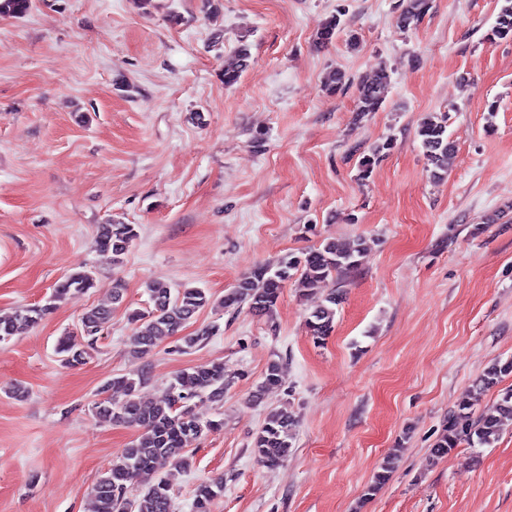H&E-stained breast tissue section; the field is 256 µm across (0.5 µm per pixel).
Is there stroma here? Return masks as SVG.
<instances>
[{
    "label": "stroma",
    "instance_id": "stroma-1",
    "mask_svg": "<svg viewBox=\"0 0 512 512\" xmlns=\"http://www.w3.org/2000/svg\"><path fill=\"white\" fill-rule=\"evenodd\" d=\"M397 2L223 0L215 14L208 0H32L25 16L0 17V316L45 304L69 273L94 278L0 343V512H91L99 475L137 434L96 415L101 387L142 373L138 395L154 402L177 371L217 361L224 403L199 414L223 424L175 475L176 512L219 476L212 512H512L511 422L491 446L430 454L450 410L481 414L512 388L511 374L473 391L512 359V41L486 39L501 0H433L406 32ZM336 13L357 50L341 37L315 46ZM243 37L251 65L228 87ZM381 66L390 85L367 120L354 118L355 89H322L330 71L355 80ZM431 112L447 113L457 145L437 182L415 138ZM389 136L394 151L357 181L361 151ZM112 219L138 232L118 264L94 247ZM360 236L368 252L336 283L324 345L304 325L322 295L297 281L269 317L219 305L262 264ZM153 280L211 295L195 325L216 335L185 354L134 353L127 313ZM108 303L96 352L63 365L57 338ZM278 357L282 386L253 403ZM285 401L294 448L268 469L251 444ZM390 453L389 481L363 500ZM512 373V360L505 362L496 361L492 366L474 383V387L480 393L494 388L503 375Z\"/></svg>",
    "mask_w": 512,
    "mask_h": 512
}]
</instances>
